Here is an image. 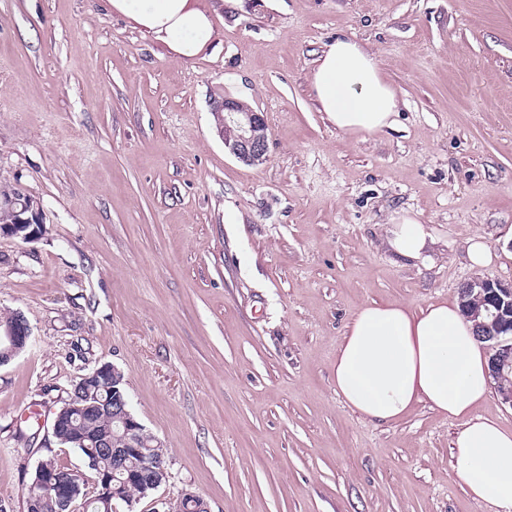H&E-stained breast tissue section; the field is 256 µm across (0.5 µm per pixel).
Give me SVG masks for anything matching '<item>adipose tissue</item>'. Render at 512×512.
<instances>
[{
    "mask_svg": "<svg viewBox=\"0 0 512 512\" xmlns=\"http://www.w3.org/2000/svg\"><path fill=\"white\" fill-rule=\"evenodd\" d=\"M104 5L177 59H192L213 43L211 16L198 0H104ZM310 80L321 111L338 131L364 135L394 126L397 95L376 56L359 41L340 37L327 45ZM428 237L409 214L386 230L389 248L409 260H426ZM331 367L337 395L364 419L392 423L423 405L459 420L455 475L474 501L492 512H512V431L477 413L492 378L458 302L362 305L346 325Z\"/></svg>",
    "mask_w": 512,
    "mask_h": 512,
    "instance_id": "ef3b65f1",
    "label": "adipose tissue"
}]
</instances>
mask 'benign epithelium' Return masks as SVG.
Returning <instances> with one entry per match:
<instances>
[{"label": "benign epithelium", "mask_w": 512, "mask_h": 512, "mask_svg": "<svg viewBox=\"0 0 512 512\" xmlns=\"http://www.w3.org/2000/svg\"><path fill=\"white\" fill-rule=\"evenodd\" d=\"M218 115L217 132L224 141V147L239 161L254 165L266 159L268 151V125L264 114L240 101L226 96L214 106ZM11 215V221L0 224V236L6 235L30 243L43 235L42 209L38 204L24 200V193L17 189L8 196L0 197V213ZM476 294L480 303L465 305L466 315L475 319L476 335L479 339L492 343L490 356L491 374L499 378L506 371H512V355H506L503 344L512 342V283L496 279L482 278L465 283L460 288V297ZM31 329L23 315L17 313L7 321H0V366L25 350L30 342ZM119 383V370L108 363L102 364L92 374L82 377L78 386L85 389L99 387L103 383ZM112 404L99 399L83 400V404L65 405L54 412L52 435L56 436L65 427L73 425V410L81 416L109 413L117 429L100 431L92 436L76 429L73 443L87 451L108 454L112 458V468L101 470L97 478L89 481L74 471L63 472L41 460L37 465L38 480L43 483L49 497L28 499L27 512H76L78 499L93 495L97 499H110L118 496V489L133 487L139 490V497L153 494L159 485L166 482L164 467L155 469L150 477L141 472L125 468L127 458L139 450L145 427L137 420L129 407L127 398L112 388ZM124 476L120 488L112 487L116 475ZM196 494L185 491L179 497L161 500V512H184L183 504Z\"/></svg>", "instance_id": "7a95c632"}]
</instances>
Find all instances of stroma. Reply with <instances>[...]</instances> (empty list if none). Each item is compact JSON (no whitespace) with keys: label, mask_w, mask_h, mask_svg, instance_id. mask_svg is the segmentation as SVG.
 I'll list each match as a JSON object with an SVG mask.
<instances>
[{"label":"stroma","mask_w":512,"mask_h":512,"mask_svg":"<svg viewBox=\"0 0 512 512\" xmlns=\"http://www.w3.org/2000/svg\"><path fill=\"white\" fill-rule=\"evenodd\" d=\"M189 61L99 0H0V184L42 206L0 236V311L32 341L0 366V512H26L53 410L110 363L162 442L168 479L211 512H488L451 468L458 421L425 406L360 419L330 365L368 302L512 282V0H243ZM350 36L378 59L394 128L336 130L310 73ZM268 124L247 165L212 108L232 85ZM408 213L427 261L385 243ZM496 254L472 268L470 239Z\"/></svg>","instance_id":"1"}]
</instances>
